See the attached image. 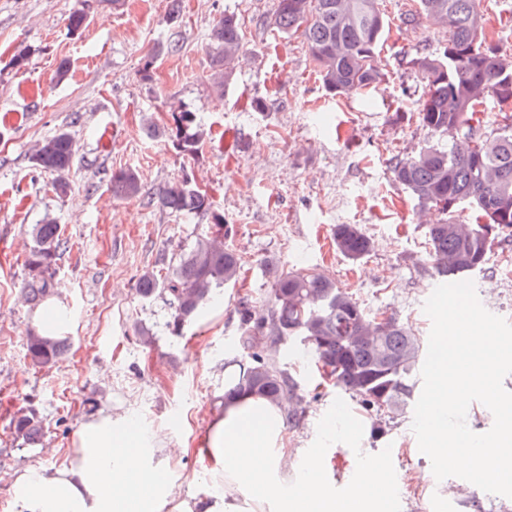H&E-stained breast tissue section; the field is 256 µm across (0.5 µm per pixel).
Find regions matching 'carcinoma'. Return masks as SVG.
Wrapping results in <instances>:
<instances>
[{
	"mask_svg": "<svg viewBox=\"0 0 512 512\" xmlns=\"http://www.w3.org/2000/svg\"><path fill=\"white\" fill-rule=\"evenodd\" d=\"M419 9L448 28V45L412 60L426 80L420 104L421 124L439 140L409 158L390 160L394 180L420 208H435L443 218L427 225L428 257L442 282L486 271L494 246L512 238V115L494 133L483 131L478 107L492 96L512 97V61L506 50L486 39L482 0H419ZM271 24L280 33L300 34L323 87L332 96L363 91L382 81L379 51L389 21L380 0H277ZM243 47L237 16L224 13L207 34L210 71L207 80L220 90L234 78ZM177 147L197 150L204 131L191 112L171 113ZM77 153L70 131L60 128L33 149L35 167L56 174L64 194ZM112 194L147 198L163 211L200 215L202 231L173 268L144 270L137 295L145 302L164 298L173 309V327L196 320L236 284L241 257L226 245L231 232L224 214L187 180L166 189L144 190L132 170L112 173ZM23 292L37 306L57 287V259L66 248L61 225L53 218L30 228ZM336 250L351 261L372 251L370 236L358 224L333 229ZM269 296L264 309L240 302L235 352L224 363V398L254 394L272 403L301 400L298 381L277 361V352L292 345L304 353L321 376L351 394L382 431V423L405 413L414 399L425 346L395 315L383 322L352 293L316 267L267 269ZM33 365L52 367L66 352L65 343L33 333L27 338ZM10 429L34 447L42 443L44 424L35 409L20 407Z\"/></svg>",
	"mask_w": 512,
	"mask_h": 512,
	"instance_id": "cac0c4a2",
	"label": "carcinoma"
}]
</instances>
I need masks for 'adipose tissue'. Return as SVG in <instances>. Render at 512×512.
<instances>
[{
    "mask_svg": "<svg viewBox=\"0 0 512 512\" xmlns=\"http://www.w3.org/2000/svg\"><path fill=\"white\" fill-rule=\"evenodd\" d=\"M67 466L20 470L12 512H383L380 483L389 457L373 459L362 485L343 495L327 491L317 452L288 485L280 473L287 454L280 405L247 395L214 416L196 451L209 465L210 491L181 494L172 470L182 449L102 409L87 415Z\"/></svg>",
    "mask_w": 512,
    "mask_h": 512,
    "instance_id": "obj_1",
    "label": "adipose tissue"
}]
</instances>
